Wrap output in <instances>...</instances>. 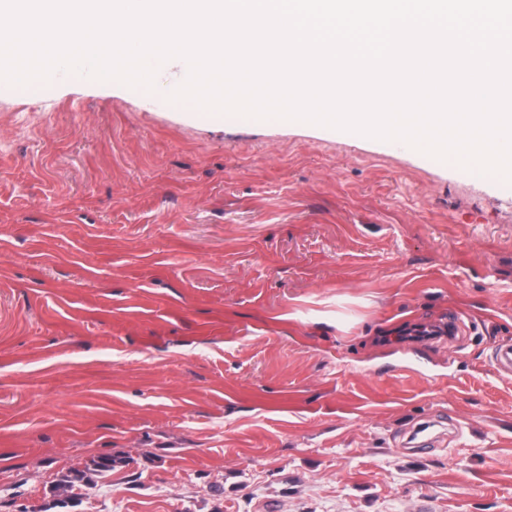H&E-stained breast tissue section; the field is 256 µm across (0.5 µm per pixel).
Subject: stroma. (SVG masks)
<instances>
[{
    "label": "stroma",
    "mask_w": 512,
    "mask_h": 512,
    "mask_svg": "<svg viewBox=\"0 0 512 512\" xmlns=\"http://www.w3.org/2000/svg\"><path fill=\"white\" fill-rule=\"evenodd\" d=\"M185 76L0 82V512H512V184Z\"/></svg>",
    "instance_id": "35a3bbf8"
}]
</instances>
